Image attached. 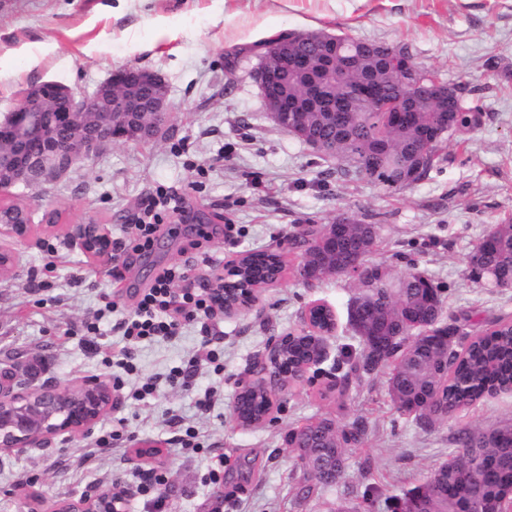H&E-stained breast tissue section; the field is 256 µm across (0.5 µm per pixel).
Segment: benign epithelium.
Instances as JSON below:
<instances>
[{
    "mask_svg": "<svg viewBox=\"0 0 512 512\" xmlns=\"http://www.w3.org/2000/svg\"><path fill=\"white\" fill-rule=\"evenodd\" d=\"M322 45L331 52L346 43L342 35L325 32L290 34L279 41L275 65L262 64L254 77L261 90L264 106L270 116L289 135L309 141L313 151L322 154L327 144L309 138L308 129L290 118L288 99L281 92L282 73L306 71L312 66L307 56L294 53V43ZM405 104L400 106L375 87H362L354 92V105L363 107L374 101L394 122L409 118L410 107L421 100L446 103L458 97L459 90L446 81L433 79L426 83L415 76L414 61L407 51L396 55ZM169 87L158 73L136 66L112 71L110 77L87 96L77 95L71 88L56 82H42L28 87L18 103L0 120V238L26 241L32 232V211L19 210L2 198L18 185L37 187L51 177L64 173L74 163L89 158L101 144L114 140L142 142L157 137L170 117ZM337 224L325 225L317 238L314 261L295 267V275L312 287L327 274L352 275L360 272L358 264L330 262L331 243L336 241ZM72 242L89 257L112 253V238L103 224H79L71 233ZM216 301L224 307V315L246 312L257 302L256 289L218 288ZM304 328L272 340L238 382L233 396L232 414L242 428L254 427L263 419L246 420L244 390L262 381L278 387L277 366L285 345L307 336H324L318 344V356L299 367L296 382L308 378L309 370L327 360V338L335 335L336 318L322 327L311 323V308L302 315ZM116 405L112 383L88 378L77 386L44 383L36 387L15 388L14 373L0 372V452L43 448L52 439L69 438L89 432ZM296 454L310 471L336 469V462L315 457L302 445H293ZM127 493L113 495L104 490L81 502H65L55 512H123Z\"/></svg>",
    "mask_w": 512,
    "mask_h": 512,
    "instance_id": "7a95c632",
    "label": "benign epithelium"
}]
</instances>
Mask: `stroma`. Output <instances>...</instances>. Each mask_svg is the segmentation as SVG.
<instances>
[{
	"mask_svg": "<svg viewBox=\"0 0 512 512\" xmlns=\"http://www.w3.org/2000/svg\"><path fill=\"white\" fill-rule=\"evenodd\" d=\"M311 30L408 46L416 62L483 98L482 126L466 143L447 144L437 169L403 191L337 175L334 160L270 119L252 77L268 42ZM127 65L165 78L169 127L151 142L106 143L45 184L14 189L11 202L30 208L34 221L60 212L64 233L0 241L15 255L0 279V363L35 364L41 382L97 376L122 379L123 387L96 431L0 455V512H53L108 488L129 491L127 512H336L361 501L366 512H392L394 499L456 452L459 429L512 424V394H501L420 429L396 411L383 369L343 391L311 375L281 394L264 424L237 426L238 381L271 339L301 329L309 304L336 311L331 359L359 347L347 322L354 278L331 275L308 287L289 251L283 279L261 291L253 310L208 319L218 359L199 367L191 389L166 377L196 354L199 324L133 345L118 326L166 267L188 264L191 280L210 282L241 253L276 249L301 224H329L343 213L382 214L371 261L400 272L414 259L442 288L447 310L481 324L512 316V288L489 287L468 268L473 244L512 218V0H0V119L30 85L55 81L88 94ZM160 191L175 198L177 211L150 250L127 253L137 216ZM201 221L212 238L204 253L187 257L183 248ZM88 223L106 225L116 258H88L66 238ZM50 245L55 254H47ZM96 316L101 331L90 343L79 328ZM127 347L130 373L119 363ZM147 380L155 394L134 398ZM209 392L213 404L201 410ZM313 416L340 425L361 418L368 431L349 450L342 478L307 496L286 439ZM119 418L120 435L110 449L98 448L97 430ZM188 428L198 447L180 444ZM146 441L156 454H140ZM152 470L165 472L166 482L148 496L142 478Z\"/></svg>",
	"mask_w": 512,
	"mask_h": 512,
	"instance_id": "obj_1",
	"label": "stroma"
}]
</instances>
